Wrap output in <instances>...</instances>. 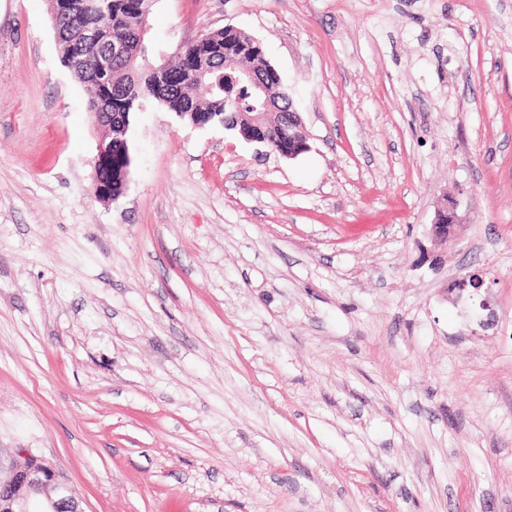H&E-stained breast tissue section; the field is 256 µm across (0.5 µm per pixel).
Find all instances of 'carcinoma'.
<instances>
[{"label": "carcinoma", "instance_id": "1", "mask_svg": "<svg viewBox=\"0 0 512 512\" xmlns=\"http://www.w3.org/2000/svg\"><path fill=\"white\" fill-rule=\"evenodd\" d=\"M103 8L87 12L76 10L60 17L57 31L58 46L63 65L71 76L84 84L89 92L90 112H109L112 115V129L105 130L110 136L119 128L130 125L132 113L155 101L177 117L196 123L200 114L213 115L214 123L229 125L234 134L247 138L251 135L250 115L253 112H267L269 117L264 127L265 145L274 148L285 139L288 129L285 114L292 99L284 88L277 70L267 61L258 41L251 36L227 27L206 35L211 47V56L199 57L184 49L172 61H153L148 65L151 49L147 40L140 39L143 27L140 5L142 0H100ZM75 27H85L102 33L103 40L123 42L129 54L112 60V74L108 88H103L101 79L93 71L96 54L105 46H90L81 53H72V33ZM228 43L250 46V53L240 58V63L251 68L265 83L267 93L259 98L253 88L241 85L230 89L226 84L216 85L209 90L197 88L192 83L183 86L164 87L158 80L152 66L165 65L171 69H192L198 66L216 68L224 64V46ZM130 165V159L112 164L105 173L111 194L105 201L117 200L123 193L125 183L120 179L122 166Z\"/></svg>", "mask_w": 512, "mask_h": 512}]
</instances>
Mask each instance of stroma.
Wrapping results in <instances>:
<instances>
[{
    "mask_svg": "<svg viewBox=\"0 0 512 512\" xmlns=\"http://www.w3.org/2000/svg\"><path fill=\"white\" fill-rule=\"evenodd\" d=\"M50 5L0 0V453L84 512H512V0H155L308 149L155 105L109 203ZM458 204L453 199H449L441 206L435 217L434 224L431 226V236L435 244L445 242L448 236L456 231L460 226V217L457 213Z\"/></svg>",
    "mask_w": 512,
    "mask_h": 512,
    "instance_id": "stroma-1",
    "label": "stroma"
}]
</instances>
